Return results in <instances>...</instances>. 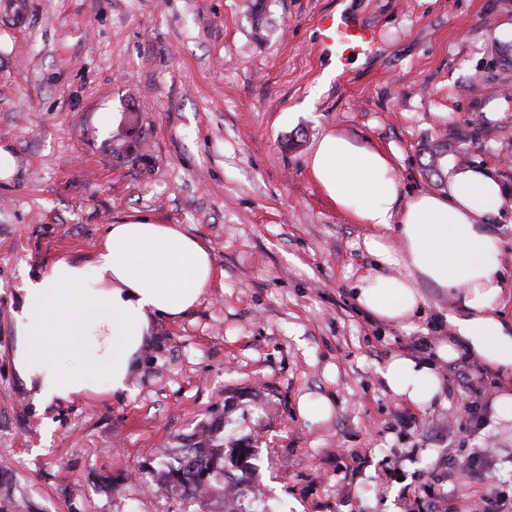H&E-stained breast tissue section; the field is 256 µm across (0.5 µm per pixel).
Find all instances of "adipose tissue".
I'll return each instance as SVG.
<instances>
[{
  "mask_svg": "<svg viewBox=\"0 0 512 512\" xmlns=\"http://www.w3.org/2000/svg\"><path fill=\"white\" fill-rule=\"evenodd\" d=\"M308 168L337 210L367 230L364 246L379 269L357 283L360 309L411 330L429 308L426 289L451 301L447 343L431 359L393 356L376 369L383 385L408 405L429 406L442 392L438 362L464 352L498 377L491 424L512 423L502 244L485 223L512 205L500 181L452 165L446 192L405 197L388 155L340 132L315 147ZM216 276L209 248L177 225L147 216L108 225L89 259L63 257L24 278L13 313L15 369L42 408L90 393L129 394L152 323L193 310Z\"/></svg>",
  "mask_w": 512,
  "mask_h": 512,
  "instance_id": "obj_1",
  "label": "adipose tissue"
}]
</instances>
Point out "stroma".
<instances>
[{
  "instance_id": "1",
  "label": "stroma",
  "mask_w": 512,
  "mask_h": 512,
  "mask_svg": "<svg viewBox=\"0 0 512 512\" xmlns=\"http://www.w3.org/2000/svg\"><path fill=\"white\" fill-rule=\"evenodd\" d=\"M0 17V512H404L451 486L443 512H480L450 458L494 451L488 481L512 492V428L475 424L442 363L429 406L401 402L377 366L427 357L448 332L405 331L362 311L376 263L307 159L340 131L385 150L403 195L444 191L471 141L512 196V0H27ZM344 11L374 30L376 57L338 75L320 36ZM447 141L426 172L428 142ZM145 214L211 250L218 276L193 311L153 323L130 395L39 408L13 363L23 277L83 260L107 225ZM328 416H302L300 398ZM221 451L207 497L171 475L185 452ZM344 462H337V452ZM152 478L157 490L147 489Z\"/></svg>"
}]
</instances>
